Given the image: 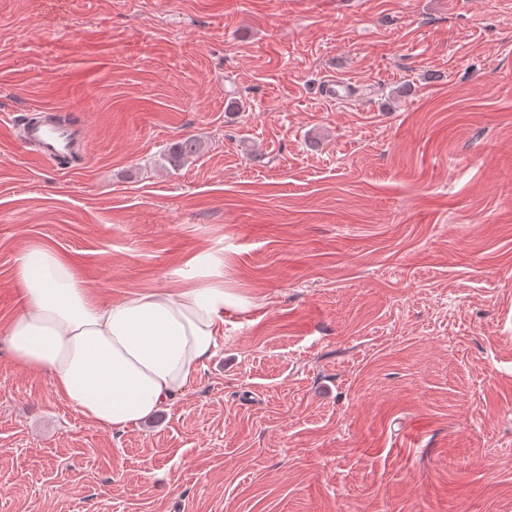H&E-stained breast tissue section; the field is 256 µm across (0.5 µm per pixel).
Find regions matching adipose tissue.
<instances>
[{
	"instance_id": "adipose-tissue-1",
	"label": "adipose tissue",
	"mask_w": 512,
	"mask_h": 512,
	"mask_svg": "<svg viewBox=\"0 0 512 512\" xmlns=\"http://www.w3.org/2000/svg\"><path fill=\"white\" fill-rule=\"evenodd\" d=\"M221 259L204 253L183 288H151L100 300L51 249L18 260L22 310L0 351L47 375L55 391L94 425L121 431L151 419L194 382L224 334V311L245 298L225 291Z\"/></svg>"
}]
</instances>
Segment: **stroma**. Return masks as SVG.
Here are the masks:
<instances>
[{
    "label": "stroma",
    "instance_id": "1",
    "mask_svg": "<svg viewBox=\"0 0 512 512\" xmlns=\"http://www.w3.org/2000/svg\"><path fill=\"white\" fill-rule=\"evenodd\" d=\"M35 246L249 304L121 432L1 353L0 512H512V0H0V333ZM22 133L26 142L37 147L38 158L53 165L59 164L77 141V134L73 129L51 120L29 127L23 125ZM201 149L199 140L186 138L170 148L165 155V161L173 168L180 167L187 159L196 155Z\"/></svg>",
    "mask_w": 512,
    "mask_h": 512
}]
</instances>
